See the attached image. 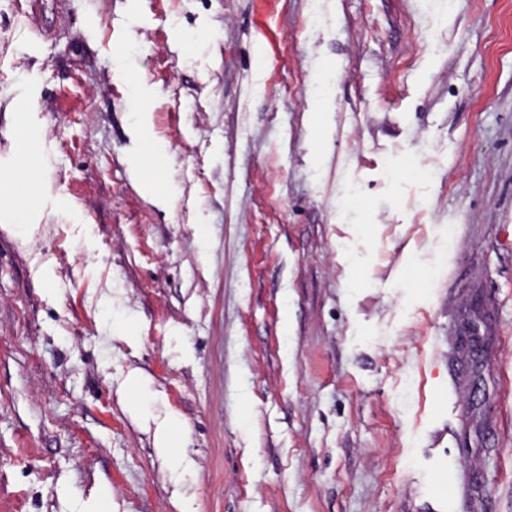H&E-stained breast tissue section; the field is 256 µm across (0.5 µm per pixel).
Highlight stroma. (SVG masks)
Returning a JSON list of instances; mask_svg holds the SVG:
<instances>
[{"instance_id": "1", "label": "stroma", "mask_w": 512, "mask_h": 512, "mask_svg": "<svg viewBox=\"0 0 512 512\" xmlns=\"http://www.w3.org/2000/svg\"><path fill=\"white\" fill-rule=\"evenodd\" d=\"M23 155L0 512H512V0H0ZM4 182L9 184L12 190L26 198L38 197L42 191L38 180L23 159H19L6 175H2L1 186Z\"/></svg>"}]
</instances>
